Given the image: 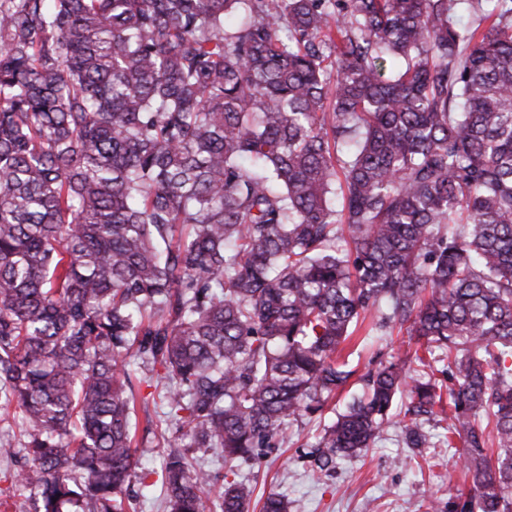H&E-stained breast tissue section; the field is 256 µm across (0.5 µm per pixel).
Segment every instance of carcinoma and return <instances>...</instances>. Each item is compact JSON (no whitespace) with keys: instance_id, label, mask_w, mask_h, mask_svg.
Masks as SVG:
<instances>
[{"instance_id":"carcinoma-1","label":"carcinoma","mask_w":512,"mask_h":512,"mask_svg":"<svg viewBox=\"0 0 512 512\" xmlns=\"http://www.w3.org/2000/svg\"><path fill=\"white\" fill-rule=\"evenodd\" d=\"M467 3L0 0V408L33 512H128L133 365L162 370L167 512H249L235 467L354 377L314 471L438 416L470 483L443 512H512V0ZM368 313L416 349L359 375Z\"/></svg>"}]
</instances>
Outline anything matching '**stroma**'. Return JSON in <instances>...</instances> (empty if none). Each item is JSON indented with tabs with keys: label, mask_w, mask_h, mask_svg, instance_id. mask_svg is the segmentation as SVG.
<instances>
[{
	"label": "stroma",
	"mask_w": 512,
	"mask_h": 512,
	"mask_svg": "<svg viewBox=\"0 0 512 512\" xmlns=\"http://www.w3.org/2000/svg\"><path fill=\"white\" fill-rule=\"evenodd\" d=\"M294 432L291 444L274 451L261 464L239 466V473L249 477L255 487L254 499L272 493L287 495L291 512H427L431 498L447 496L464 484V472L439 427H430V446L416 463L403 465L410 450L394 422L362 457L339 463L323 478L299 458L316 442L314 424L299 421ZM167 435L163 423L152 431L137 433L138 468L150 477L145 484L131 483L133 512L165 510L160 473Z\"/></svg>",
	"instance_id": "35a3bbf8"
}]
</instances>
